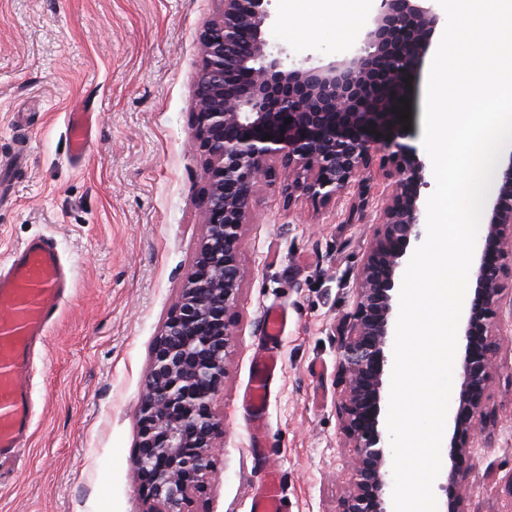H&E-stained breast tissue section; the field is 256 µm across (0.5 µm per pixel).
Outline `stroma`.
Here are the masks:
<instances>
[{"label":"stroma","instance_id":"stroma-1","mask_svg":"<svg viewBox=\"0 0 512 512\" xmlns=\"http://www.w3.org/2000/svg\"><path fill=\"white\" fill-rule=\"evenodd\" d=\"M377 0H272V39L295 61L342 60ZM217 0H0V263L26 240H56L74 290L52 326L34 381L28 447L0 477V512H146L131 479L141 381L200 243L203 170L190 100L199 35ZM85 107L98 133L68 158L66 114ZM349 200L288 197L262 184L243 228L247 274L213 408L224 425L212 476L188 512H249L267 467L285 512H336L352 451L340 429L338 320L377 231L374 205L347 221ZM288 317L263 338L266 308ZM495 333L485 400L494 426L473 442L460 480L465 512H512V276ZM272 349L265 448L252 449L242 402L254 353Z\"/></svg>","mask_w":512,"mask_h":512}]
</instances>
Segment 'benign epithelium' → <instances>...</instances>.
Here are the masks:
<instances>
[{
    "label": "benign epithelium",
    "instance_id": "1",
    "mask_svg": "<svg viewBox=\"0 0 512 512\" xmlns=\"http://www.w3.org/2000/svg\"><path fill=\"white\" fill-rule=\"evenodd\" d=\"M218 2L217 19L200 36L202 65L190 103L203 159L204 233L144 378L134 481L146 487L150 512H185L190 495L210 478L220 448L212 405L236 335L233 316L246 275L240 239L256 188L278 176L288 195L320 203L356 187L354 214L364 208V173L379 154L392 165L393 182L379 198L378 229L357 273L353 310L336 325L344 382L338 414L353 457L351 486L336 512H390L392 461L380 425L384 375L393 353L397 278L407 248L425 236L420 198L428 185L426 165L399 116L406 79L426 54L440 16L433 0H380L343 61L324 68L283 58L267 33L270 0ZM509 256L512 149L502 155L500 184L471 264L447 512H465L459 480L472 465L471 439L485 430L483 406L499 350L493 327Z\"/></svg>",
    "mask_w": 512,
    "mask_h": 512
}]
</instances>
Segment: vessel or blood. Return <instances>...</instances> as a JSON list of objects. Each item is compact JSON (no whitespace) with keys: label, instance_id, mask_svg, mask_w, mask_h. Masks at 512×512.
<instances>
[{"label":"vessel or blood","instance_id":"b4317fda","mask_svg":"<svg viewBox=\"0 0 512 512\" xmlns=\"http://www.w3.org/2000/svg\"><path fill=\"white\" fill-rule=\"evenodd\" d=\"M67 126L72 158L85 156L94 140L92 113H69ZM71 288L72 269L47 237L32 238L13 249L0 266V471L22 454L31 434L33 351L45 343L60 302ZM276 367L271 354L253 361L249 404L255 413L265 407ZM250 512H283L275 471H266L251 497Z\"/></svg>","mask_w":512,"mask_h":512}]
</instances>
